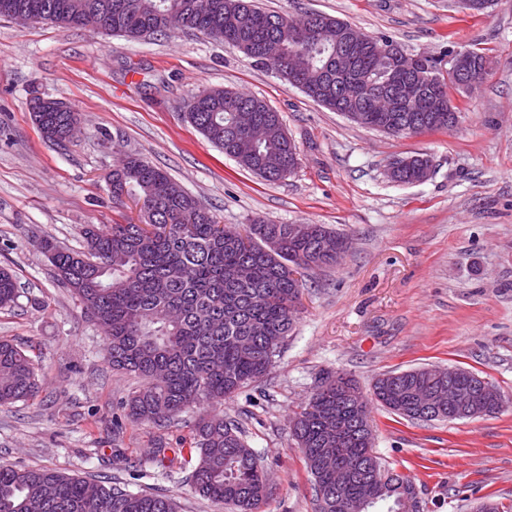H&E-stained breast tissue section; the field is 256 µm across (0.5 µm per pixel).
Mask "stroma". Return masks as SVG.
Returning <instances> with one entry per match:
<instances>
[{"mask_svg": "<svg viewBox=\"0 0 512 512\" xmlns=\"http://www.w3.org/2000/svg\"><path fill=\"white\" fill-rule=\"evenodd\" d=\"M258 3L295 18L325 13L409 53L478 49L491 69L480 87L453 92L455 127L396 137L318 105L199 32L133 40L0 18V264L21 292L0 309V340L34 348L41 382L34 399L0 406V465L116 478L133 493L171 496L179 512H234L190 481L196 411L127 424L124 403L140 380L112 370L103 333L39 247L51 238L77 248L81 225L137 221L138 205L113 204L107 186L126 153L166 171L226 226L325 224L351 241L340 265L308 275L269 374L219 407L267 472L272 493L259 512H316L290 419L323 377L345 372L366 391L389 371L460 366L512 400V0L479 15L458 0ZM212 87L279 112L298 150L291 175L261 179L185 120V101ZM36 96L78 112L82 134L62 146L44 140L30 112ZM415 154L432 161L427 181L386 177L393 158ZM369 415L376 455L414 478L423 512H473L488 494L512 505V403L450 422H412L374 403ZM160 440L173 449L165 471L152 459Z\"/></svg>", "mask_w": 512, "mask_h": 512, "instance_id": "obj_1", "label": "stroma"}]
</instances>
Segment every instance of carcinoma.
Wrapping results in <instances>:
<instances>
[{
	"label": "carcinoma",
	"instance_id": "carcinoma-1",
	"mask_svg": "<svg viewBox=\"0 0 512 512\" xmlns=\"http://www.w3.org/2000/svg\"><path fill=\"white\" fill-rule=\"evenodd\" d=\"M181 16L182 29L205 33L226 44L238 39L257 47L275 45V67L291 55L307 63V96L340 112L359 114L356 123L383 131L398 128L408 136L412 102L376 112L370 95L336 99V39L345 22L322 14L293 18L271 13L254 0H0V17L23 13L37 22L73 28L103 25L112 34L131 39L167 33L166 16ZM369 44L356 58L355 69L377 77V49L393 43L387 36H368ZM426 73L445 94L456 89L441 62L427 60ZM224 88L203 90L189 97L193 110L184 118L210 143L266 181L275 182L297 165V146L282 134V120L254 95ZM255 109L267 137L251 142L237 134V106ZM43 139L58 136L79 119L73 111L46 109L33 113ZM423 155L398 157V182L413 184L421 177ZM112 201L143 202L139 224H85L83 248H65L42 240L58 281L83 303L106 338L112 368L133 374L143 385L130 396L128 418L134 425H161L187 409L221 404L242 388L260 381L269 359L280 353L292 327L294 303L308 272L336 265V257L351 243L324 224L312 225L305 236L289 224L256 219L233 237L192 194L177 188L167 172L130 153L119 160L110 179ZM20 297L13 270L0 266V309ZM448 380L440 367L389 372L377 378L369 393L338 374L326 379L307 405L293 417V432L302 448L316 492L317 512H336V500L356 503L370 512L388 502L387 512H406L405 500L415 499L412 477L382 465L373 453L366 401L372 399L409 421H452L451 412L422 409L423 397ZM454 386L470 401L494 413L493 403L476 397L479 375L457 367ZM40 377L28 351L0 341V406L37 395ZM341 430L343 440L332 438ZM197 461L191 481L213 503L231 505L235 512H258L269 483L248 447L241 428L222 414H206L190 427ZM178 512L163 494L130 493L117 484L78 478L46 468L0 466V512Z\"/></svg>",
	"mask_w": 512,
	"mask_h": 512
}]
</instances>
